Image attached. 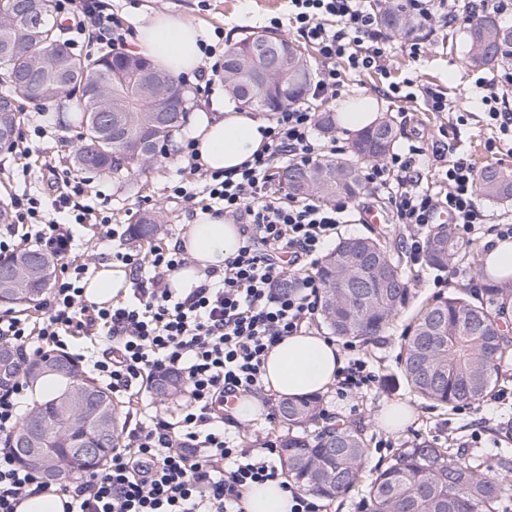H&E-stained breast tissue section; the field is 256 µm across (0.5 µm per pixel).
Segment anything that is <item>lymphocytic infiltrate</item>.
<instances>
[{"instance_id":"obj_1","label":"lymphocytic infiltrate","mask_w":512,"mask_h":512,"mask_svg":"<svg viewBox=\"0 0 512 512\" xmlns=\"http://www.w3.org/2000/svg\"><path fill=\"white\" fill-rule=\"evenodd\" d=\"M297 32L314 44L327 66L312 84V101H332L345 86L343 70H385L392 42L377 23L371 0H290ZM56 9L72 14L71 45L112 52L123 49L125 35L108 0H57ZM480 102L496 137L490 149L512 152V113L502 109L493 81L479 79ZM316 114L308 104L280 107L268 128L269 142L252 161L231 171H211L199 161L196 142L184 137L179 151L200 183L177 182L176 198L220 217L244 221V240L223 269L209 268L204 282L187 297L171 288L172 272L187 262L183 247L155 248L143 259L117 253V260L149 274L133 280V298L108 305L86 304L80 283L84 265L69 266L72 227H101L108 240L117 231L110 216L80 203L85 181L71 170L49 167L54 195L15 194L10 208L17 221L0 236V255L16 252L20 242L45 247L63 264L36 320L0 317V342L40 356L44 347L62 349L81 337L104 345L92 367L112 393L139 394L146 380L173 372L183 381L181 412L129 416L112 450L109 466L64 485L69 512H244L245 490L277 478L280 448L265 439L261 449L240 447L216 420L214 411L229 398L263 389L261 372L269 349L286 336L314 326L321 285L314 277L327 244L346 223L348 203L327 205L289 194L277 178L278 161L315 163L327 150L315 134ZM423 147L411 145L366 175L386 191L399 223L421 229L437 212H449L455 237L473 243L483 235L487 216L478 202L477 173L464 158L439 170L443 194L420 187L413 168ZM66 210L68 222L50 219ZM294 278L286 286V278ZM38 476L0 453V512H15Z\"/></svg>"}]
</instances>
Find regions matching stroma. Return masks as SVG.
Wrapping results in <instances>:
<instances>
[{
	"mask_svg": "<svg viewBox=\"0 0 512 512\" xmlns=\"http://www.w3.org/2000/svg\"><path fill=\"white\" fill-rule=\"evenodd\" d=\"M469 0H447V19H435L420 32L419 42L423 51L419 58H412L403 47H395L393 56L383 71L351 73L347 82L352 88L351 95H344L327 103H315L316 111L339 112L349 101L375 98L378 114L393 116L397 130L395 148L415 144L424 147L426 156L419 166L423 186L437 188L436 173L448 161L463 157L475 167L495 165L512 170V153L492 152L487 141L492 132L487 127L479 105V94L475 82L478 70L466 62L467 46L461 36L462 17L467 14ZM288 0H112V11L119 17L127 31H134L141 14L164 12L183 16L206 29H222L225 42L231 43L254 30L269 29L271 18L281 20L279 34L297 39L296 30L288 24ZM414 76L420 83L436 88L448 97V109L444 112L429 111L423 101H398L388 98V85ZM62 106H50L46 115L55 129L54 139L46 143L47 156L57 168L71 167V154L76 145L73 131L65 129L62 123ZM36 112H27L20 128V137H29L33 125L43 117ZM167 158L158 159L143 180L144 191L137 192L118 183L111 176L90 173L86 191L95 195L105 190L110 196L109 206L113 223L125 231L122 240L109 241L99 231L88 225H74L75 249L71 255L75 263L86 265L89 274H96L100 263L112 261L116 251L130 248L141 255H149L152 246L172 244L178 241L184 224L195 219L194 206L183 203L171 196L169 187L174 180L189 178L177 153V143H169ZM18 151L0 150V199L9 195L30 191L45 195L49 186L45 179L24 181L19 173ZM360 199L385 215L383 224H368L361 221L358 211H351L349 223L340 225V236L368 235L381 232L393 240L399 252H407L411 243V229L397 223L394 207L386 193L365 186ZM161 211L165 222L153 245H144L133 237L130 229L140 213L146 210ZM411 295L408 304L393 320L383 335L369 344H357L354 355L368 362L377 375L374 387L356 395L341 399L335 388L322 392V406L334 413L337 421L360 423L371 444L366 460L367 466L388 462L396 449L410 444L419 436L437 439L443 446L459 450L475 463L486 461L506 441L498 434L499 428L512 426V347L505 352L497 374V388L504 395L503 401L481 402L478 413L463 414L459 411L433 409L409 392L398 375L396 355L405 326L414 310L423 302L431 300L438 293L434 285L440 278V271L426 263L412 265ZM261 416L240 424L238 431L244 447L256 448L263 443L268 432L276 436L287 433L284 424L267 423L263 414L278 402V396L263 391L257 398ZM390 403H401L411 408L413 419L403 430L391 432L375 419L379 410ZM480 432L479 441H472L473 432ZM388 440V447H379V440Z\"/></svg>",
	"mask_w": 512,
	"mask_h": 512,
	"instance_id": "35a3bbf8",
	"label": "stroma"
}]
</instances>
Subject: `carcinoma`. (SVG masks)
Masks as SVG:
<instances>
[{"label":"carcinoma","mask_w":512,"mask_h":512,"mask_svg":"<svg viewBox=\"0 0 512 512\" xmlns=\"http://www.w3.org/2000/svg\"><path fill=\"white\" fill-rule=\"evenodd\" d=\"M43 16V24L28 28L18 22L0 26V61L17 71L9 91L0 103L38 100L37 107L59 104L78 123V145L73 164L81 172L108 173L117 181L133 186L158 157L159 146L184 123L189 94L178 79L156 68L148 59L113 52L78 55L57 31L51 18L54 0H28ZM383 29L399 34L424 27L398 3L378 11ZM467 61L477 68L504 75L512 71V25L503 24L494 13H484L464 31ZM283 45L276 67L282 81L260 85L247 92L242 82L265 67L261 46ZM75 87L63 93L60 71ZM224 87L244 107L273 112L285 104L303 99L313 78L308 53L301 45L280 35L253 31L224 49ZM161 79L178 93L181 111L175 122L146 145L136 150L140 131L159 105L150 82ZM112 108L120 118L117 132H106L94 121V104ZM22 112L0 111V132L9 131L5 142H15ZM394 120L386 115L358 132L354 156L378 160L393 147ZM281 182L293 194L330 203L339 198L354 199L363 190L359 168L347 159H325L312 165H288ZM481 195L492 201L512 199V171L488 165L478 171ZM160 216L145 213L135 225V235L150 241L158 232ZM474 250L473 245L454 239L444 227L426 239L425 262L443 270ZM392 242L367 235L340 240L317 265L321 284L320 315L330 331L345 341L370 342L389 327L409 301L411 270L394 258ZM57 259L39 249H28L0 258V274H14L0 281V301L17 305L39 302L56 268ZM484 283L478 289L467 284L454 286L424 304L404 329L397 355V368L415 396L433 407L455 410L467 404L495 398L497 371L509 336L503 330L507 303H512V276L492 279L477 268ZM0 356L11 360L12 374L33 381L59 378L63 390L42 400L28 412L8 444L25 468L40 473L54 467L55 460L73 455L71 471L79 477L103 465L120 436L119 410L112 394L88 376L66 354L47 352L26 361L14 348L0 346ZM179 387L176 376H162L154 388L162 396ZM321 398L316 394L288 397L279 401L281 420L293 429L280 439L281 461L287 475L311 493L334 500L365 484L367 512H494L509 493L512 466L502 463L479 472L461 453L444 448L433 439L420 437L399 451L385 466L365 471L367 438L357 424L342 423L311 435L303 428L320 414ZM43 448L47 458L36 466L20 448ZM83 443L96 452L76 454Z\"/></svg>","instance_id":"obj_1"}]
</instances>
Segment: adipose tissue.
Returning a JSON list of instances; mask_svg holds the SVG:
<instances>
[{"label":"adipose tissue","mask_w":512,"mask_h":512,"mask_svg":"<svg viewBox=\"0 0 512 512\" xmlns=\"http://www.w3.org/2000/svg\"><path fill=\"white\" fill-rule=\"evenodd\" d=\"M211 34L180 16L155 13L140 22L132 39L135 51L149 57L173 76H194L203 62L200 43ZM265 119L229 110L224 117H201L194 136L199 159L208 170H229L251 160L264 148ZM242 242L238 225L205 213L187 225L182 246L189 265L174 271L171 285L179 295H188L205 279L208 268H223L236 255ZM343 365L339 348L331 340L306 331L285 337L269 350L262 381L267 389L283 397H299L325 391ZM292 499L281 480L252 484L245 496L246 512H290Z\"/></svg>","instance_id":"1"}]
</instances>
